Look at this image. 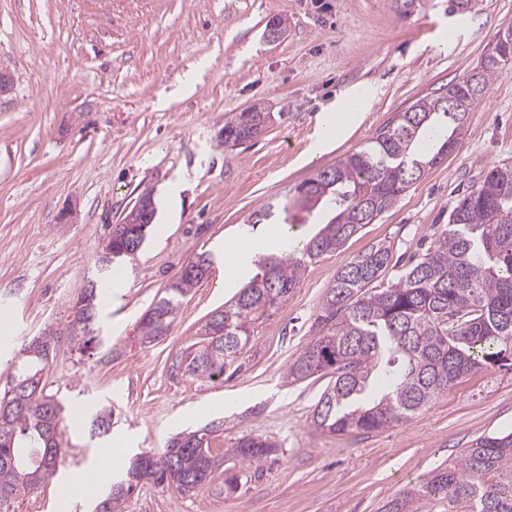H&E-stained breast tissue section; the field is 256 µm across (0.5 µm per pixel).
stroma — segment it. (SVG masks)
I'll use <instances>...</instances> for the list:
<instances>
[{
	"mask_svg": "<svg viewBox=\"0 0 512 512\" xmlns=\"http://www.w3.org/2000/svg\"><path fill=\"white\" fill-rule=\"evenodd\" d=\"M274 17L287 26L272 41ZM510 25L512 0H471L453 14L448 0H415L407 11L395 0H0V71L11 79L0 96V379L21 344L56 336L44 381L64 407L67 470L91 468L118 436L127 463L182 430H210L216 449L262 436L277 443L275 455L224 463L225 475L248 479L236 495L148 484L124 512H379L474 439L512 431V369L463 378L409 423L348 435L308 426L328 378L286 379L341 266L381 240L398 259L429 244L458 194L492 165L512 163V64L471 112L458 152L341 251L308 264L288 300L255 324L232 379L193 377L180 365L212 312L238 293L224 285V249L249 215L468 74ZM195 65L196 85L185 89ZM363 85L375 98L360 122L310 157L323 112ZM251 106L269 113L268 125L224 147L225 119ZM147 193L153 229L100 300L99 341L79 349L68 340L72 304L112 225ZM202 252L213 259L208 277L166 336L142 342L143 314ZM103 407L112 426L100 436L90 421Z\"/></svg>",
	"mask_w": 512,
	"mask_h": 512,
	"instance_id": "stroma-1",
	"label": "stroma"
}]
</instances>
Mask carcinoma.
<instances>
[{
    "mask_svg": "<svg viewBox=\"0 0 512 512\" xmlns=\"http://www.w3.org/2000/svg\"><path fill=\"white\" fill-rule=\"evenodd\" d=\"M511 63L512 25L498 33L492 51L465 77L395 113L359 150L296 186L282 204L288 232L298 226L299 213L321 204L334 215L315 236L299 240L300 247L265 257L262 272L210 316L207 341L183 351L185 372L224 377L247 346L255 322L288 299L308 262L340 250L460 150L469 113ZM473 80L480 84L477 94L471 91ZM256 117L255 125L243 112L224 122L232 146L260 133L269 115ZM154 218V202L145 196L124 217L133 226L132 236L112 231L96 277L73 306V344L96 339L99 291L112 287L114 267L135 258ZM392 257V246L378 241L337 270L316 313L315 336L288 365L291 383L331 378L309 420L314 432L369 433L407 423L463 377L512 367L511 163L491 167L475 190L459 198L430 245L384 287ZM211 265V257L202 253L182 267L167 296L142 317V339L151 342L166 334L182 298ZM51 340L41 336L19 350L17 373L0 393V512H11L20 495L61 474L62 420L40 377ZM275 448L261 437L243 436L218 453L204 433L176 436L163 452L131 461L125 478L110 484L94 512H123L145 483L174 484L196 494L215 479L224 458L258 462ZM415 498L425 500L429 512H512V432L478 437L457 460L405 487L381 512H404Z\"/></svg>",
    "mask_w": 512,
    "mask_h": 512,
    "instance_id": "carcinoma-1",
    "label": "carcinoma"
}]
</instances>
